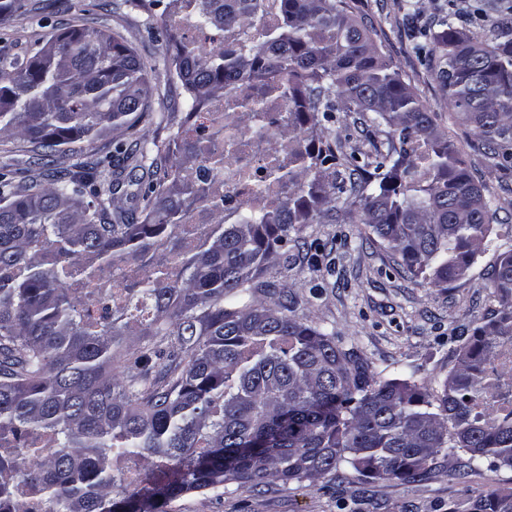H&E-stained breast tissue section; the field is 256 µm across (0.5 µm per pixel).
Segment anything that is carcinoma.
<instances>
[{"mask_svg": "<svg viewBox=\"0 0 512 512\" xmlns=\"http://www.w3.org/2000/svg\"><path fill=\"white\" fill-rule=\"evenodd\" d=\"M195 10L217 35L258 21L257 0H170ZM281 20L263 40L203 58L170 41L169 74L194 113L247 76L288 73L299 98L288 139L304 138L273 208H245L224 223V200L183 170L201 158L181 132L157 151L171 170L151 185L137 217L110 211L99 179L108 158L66 172L42 164L16 179L0 172V512H113L125 492L113 463L142 474L131 495L163 512L190 491L314 481L348 466L373 479L425 478L446 448L470 473L512 468V411H473L479 392L512 401V384L489 383L485 365L512 340V250L489 281L499 308L459 347L440 395L372 373L334 334L266 304L258 277L301 224L339 220L338 202L400 258L402 270L442 287L466 275L486 250L496 210L459 150L398 69L378 51L344 0H280ZM417 53L438 61L448 109L470 127L493 165L512 163V25L474 41L446 19ZM151 77L136 51L92 27L33 44L20 56L0 47V136H17L45 158L84 152L145 115ZM334 112L386 124L398 140L343 152L318 133ZM204 205L209 224L185 245L181 228ZM142 276L126 303L97 320L116 267ZM145 345L127 348L131 311ZM177 337L165 352L159 343ZM168 354L160 377L152 358ZM254 455L240 454L256 442ZM465 512H512V493L481 492Z\"/></svg>", "mask_w": 512, "mask_h": 512, "instance_id": "1", "label": "carcinoma"}]
</instances>
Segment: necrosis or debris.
Masks as SVG:
<instances>
[{
  "mask_svg": "<svg viewBox=\"0 0 512 512\" xmlns=\"http://www.w3.org/2000/svg\"><path fill=\"white\" fill-rule=\"evenodd\" d=\"M246 99L261 103L256 128L247 129L239 122V104ZM294 109L292 87L287 74H279L274 85L262 79L234 83L223 100L206 105L187 128L189 139L199 143L224 134L236 142L235 157L223 170L209 171L218 192L224 197V211L231 214L244 207H273L280 197L273 171H287L292 156L287 137L279 133L289 112ZM265 184L264 193H256L257 184Z\"/></svg>",
  "mask_w": 512,
  "mask_h": 512,
  "instance_id": "obj_1",
  "label": "necrosis or debris"
}]
</instances>
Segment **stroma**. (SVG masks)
<instances>
[{"label":"stroma","mask_w":512,"mask_h":512,"mask_svg":"<svg viewBox=\"0 0 512 512\" xmlns=\"http://www.w3.org/2000/svg\"><path fill=\"white\" fill-rule=\"evenodd\" d=\"M371 31L379 52L402 73L421 101L459 148L474 180L497 214L487 250L468 274L445 288L399 273L397 258L370 238L361 224H304L288 245L286 257L267 267L262 281L286 289L294 299L292 316L334 333L337 343L356 352L372 371L386 378L410 379L441 390L456 364L462 337L470 336L498 299L487 270L500 252L512 249V171L490 165L469 127L448 109L435 72L413 50L412 33L442 31V19L481 40L500 17L489 0L481 25L468 19L476 0H345ZM164 0L151 12L131 0H21L20 8L0 20V37L12 52L25 54L34 39L86 25L131 46L151 69L147 114L119 136L123 149L168 138L182 127L189 111L165 76L171 54L162 24ZM463 453H440L431 474L419 482L369 479L355 471L321 477L313 484L273 481L253 489H232L223 496L186 493L165 512H454L457 504L487 489L512 490V468H494L462 480Z\"/></svg>","instance_id":"obj_1"}]
</instances>
